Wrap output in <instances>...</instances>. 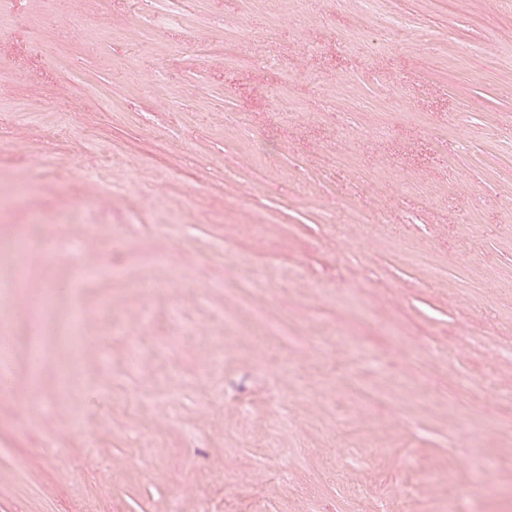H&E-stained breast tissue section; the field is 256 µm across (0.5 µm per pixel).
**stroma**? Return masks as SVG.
Returning a JSON list of instances; mask_svg holds the SVG:
<instances>
[{
    "mask_svg": "<svg viewBox=\"0 0 512 512\" xmlns=\"http://www.w3.org/2000/svg\"><path fill=\"white\" fill-rule=\"evenodd\" d=\"M167 8L0 0V512H512V0ZM42 227L43 224L37 221H30L23 225H8L1 222L0 260L13 261L22 255L27 258L33 256L54 258V253L44 246ZM174 282L171 278H147L140 282L139 288L144 300V306L141 309L140 319L137 323V330H147L146 323L151 318L149 303L160 293L169 290ZM49 404L42 396L37 386L33 384L25 394L24 408L29 416L31 423H36L37 419L48 409Z\"/></svg>",
    "mask_w": 512,
    "mask_h": 512,
    "instance_id": "obj_1",
    "label": "stroma"
}]
</instances>
